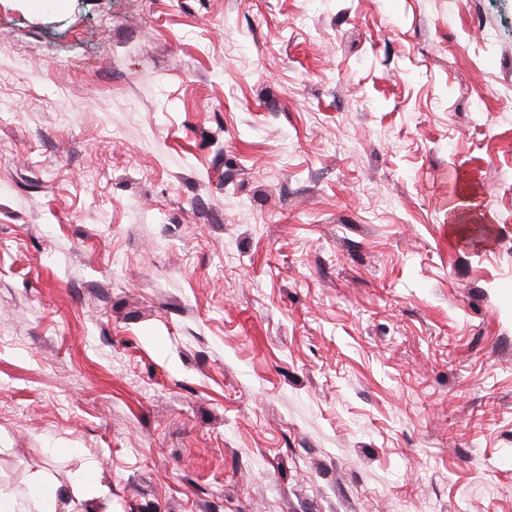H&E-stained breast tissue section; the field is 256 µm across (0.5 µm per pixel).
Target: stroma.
Segmentation results:
<instances>
[{"label": "stroma", "instance_id": "stroma-1", "mask_svg": "<svg viewBox=\"0 0 512 512\" xmlns=\"http://www.w3.org/2000/svg\"><path fill=\"white\" fill-rule=\"evenodd\" d=\"M39 479L512 512V0H0V487Z\"/></svg>", "mask_w": 512, "mask_h": 512}]
</instances>
